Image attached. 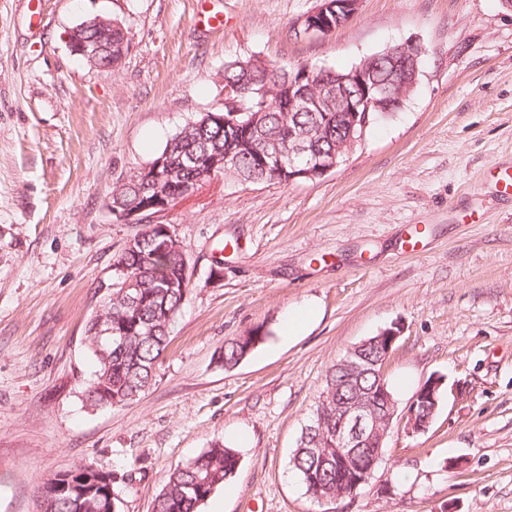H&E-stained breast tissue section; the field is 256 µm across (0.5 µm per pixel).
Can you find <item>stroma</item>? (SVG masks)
Listing matches in <instances>:
<instances>
[{"instance_id": "35a3bbf8", "label": "stroma", "mask_w": 512, "mask_h": 512, "mask_svg": "<svg viewBox=\"0 0 512 512\" xmlns=\"http://www.w3.org/2000/svg\"><path fill=\"white\" fill-rule=\"evenodd\" d=\"M317 4L0 0V512H37V486L81 462L111 475L119 512H151L170 473L217 441L241 465L202 512H512V198L494 178L512 165V12L362 0L332 34L290 38ZM93 17L129 43L109 73L68 48ZM414 42V93L335 171L218 175L162 214L193 270L170 343L135 400L87 405L86 324L142 230L108 209L113 187L223 108L229 61L345 68ZM307 304L314 317L286 335ZM394 326L396 410L439 376L436 416L418 435L394 427L357 495L317 501L291 468L296 440L336 360ZM255 330L224 366L225 341ZM258 336H239L224 343L220 350L219 360L224 366H234L239 363L255 346Z\"/></svg>"}]
</instances>
